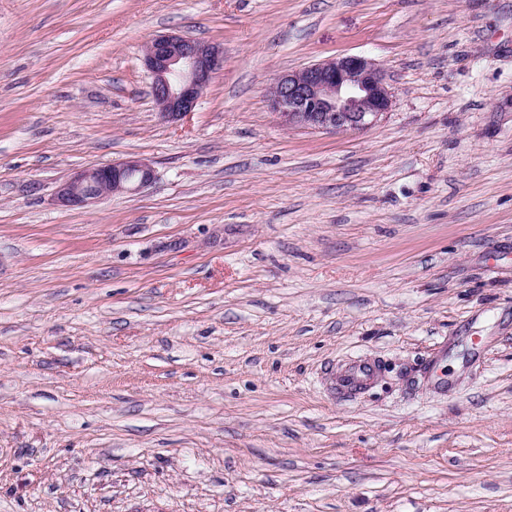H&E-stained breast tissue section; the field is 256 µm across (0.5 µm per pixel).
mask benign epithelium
<instances>
[{
    "label": "benign epithelium",
    "mask_w": 512,
    "mask_h": 512,
    "mask_svg": "<svg viewBox=\"0 0 512 512\" xmlns=\"http://www.w3.org/2000/svg\"><path fill=\"white\" fill-rule=\"evenodd\" d=\"M152 78L151 93L164 119L191 112L224 67V49L187 36L163 35L144 49ZM394 95L384 70L373 60L337 56L275 78L269 106L290 129L362 131L391 111ZM155 178L152 164L140 157L85 169L63 182L58 201L86 208L116 193H135Z\"/></svg>",
    "instance_id": "1"
}]
</instances>
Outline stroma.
<instances>
[{"label": "stroma", "instance_id": "stroma-1", "mask_svg": "<svg viewBox=\"0 0 512 512\" xmlns=\"http://www.w3.org/2000/svg\"><path fill=\"white\" fill-rule=\"evenodd\" d=\"M163 34L224 48L174 122ZM340 55L392 110L282 127ZM0 512H512V0H0ZM269 106L289 129L362 131L390 112L394 95L373 60L337 56L275 78ZM154 178V168L147 159L130 157L77 173L59 186L57 199L66 207L82 209L112 194L138 192Z\"/></svg>", "mask_w": 512, "mask_h": 512}]
</instances>
